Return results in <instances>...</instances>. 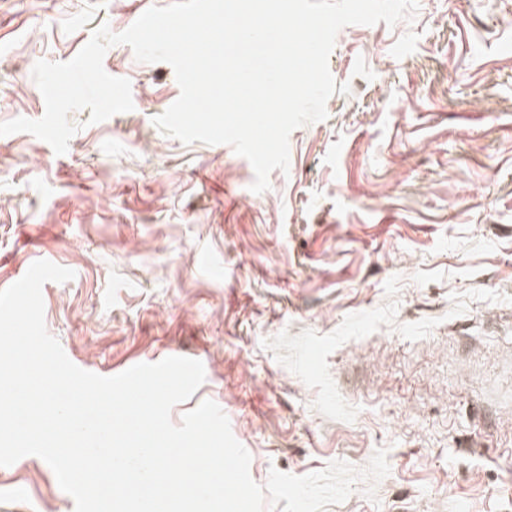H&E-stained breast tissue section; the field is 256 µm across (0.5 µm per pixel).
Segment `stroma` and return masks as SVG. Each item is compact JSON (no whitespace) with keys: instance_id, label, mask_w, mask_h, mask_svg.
Masks as SVG:
<instances>
[{"instance_id":"obj_1","label":"stroma","mask_w":512,"mask_h":512,"mask_svg":"<svg viewBox=\"0 0 512 512\" xmlns=\"http://www.w3.org/2000/svg\"><path fill=\"white\" fill-rule=\"evenodd\" d=\"M171 0H0V122L39 119L36 61L72 59ZM133 111L65 154L0 136V290L30 262L46 328L81 369L180 355L251 455L303 476L386 449L375 498L327 512H512V0H420L413 21L350 25L327 119L294 130L288 172L250 189L232 147L153 123L172 66L108 49ZM29 455L0 467V512H74Z\"/></svg>"}]
</instances>
